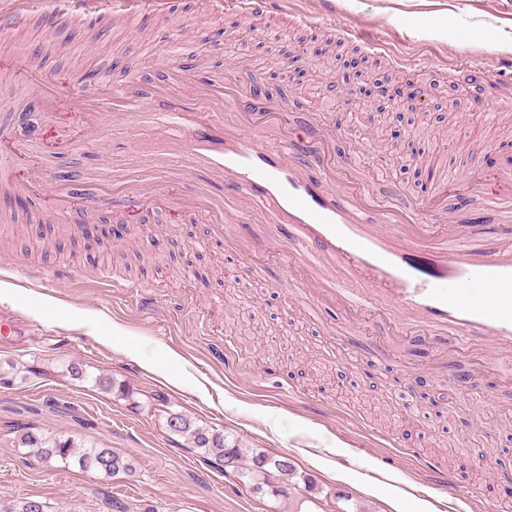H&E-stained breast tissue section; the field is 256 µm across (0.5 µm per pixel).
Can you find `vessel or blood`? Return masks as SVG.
Listing matches in <instances>:
<instances>
[{"label": "vessel or blood", "instance_id": "obj_1", "mask_svg": "<svg viewBox=\"0 0 512 512\" xmlns=\"http://www.w3.org/2000/svg\"><path fill=\"white\" fill-rule=\"evenodd\" d=\"M236 3L247 16L291 7L290 0ZM28 10L29 0H0V21L16 24ZM188 93L203 101V111L180 108ZM155 99L167 102L153 115L165 137L138 140L134 151L160 178L202 168L221 182V191L209 197L213 239H231L240 215L260 216L273 230L270 244L299 255L305 283L315 292L354 310L388 311L402 327L437 340L489 341L490 357L512 358V167L484 179L477 190L499 221L488 249L475 225L428 223L419 204H382L355 186L328 192L325 183L335 170L325 138L289 132L269 142L266 133L283 125V114L250 112L229 77L204 80L190 90L177 74L164 87L116 81L109 96L88 89L75 97L79 122L91 135L104 113L135 124ZM112 181L122 190L101 196L102 204L152 207L154 194L120 171H113ZM472 281L491 288V302L460 292V285ZM421 464L438 485L453 488L468 461L447 468L427 457Z\"/></svg>", "mask_w": 512, "mask_h": 512}]
</instances>
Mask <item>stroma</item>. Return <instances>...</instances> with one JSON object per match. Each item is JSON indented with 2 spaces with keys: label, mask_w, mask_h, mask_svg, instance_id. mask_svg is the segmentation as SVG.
Here are the masks:
<instances>
[{
  "label": "stroma",
  "mask_w": 512,
  "mask_h": 512,
  "mask_svg": "<svg viewBox=\"0 0 512 512\" xmlns=\"http://www.w3.org/2000/svg\"><path fill=\"white\" fill-rule=\"evenodd\" d=\"M333 24H299L279 13L242 18L231 0H174L158 12L139 7L128 23L109 8L82 19L49 15L38 0L22 25L0 33V183L32 182L19 199L0 197V507L35 496L52 512H97V472L72 465L48 469L16 447L13 428L66 435L133 459L137 472L114 479L118 497L157 512H330L348 494L359 512H494L497 472L512 469V441L499 428L512 417V372L481 343L441 341L392 348L396 329L380 311L347 316L331 300L292 279L291 259L265 248L269 230L249 218L236 223L242 244L211 239L205 217L190 219L164 201L152 211L121 212L93 205L95 165L130 167L135 128L106 115L98 135L85 137L68 90L91 72L162 85L180 59L199 76L232 72L244 95L254 86L259 106L288 115V128L318 129L335 142L336 160L366 191L399 204L429 202L443 182L498 170L503 144H512V106L498 105L488 76L512 54V0H335ZM354 31L328 80L344 63L422 83L424 112L405 120L403 145L369 153L357 129L337 134L335 98L312 92L281 69L284 56ZM386 44L416 62L395 68L387 55L365 50ZM40 56L42 76L60 92L43 107L30 90L28 58ZM50 175L77 177L87 200L82 221L100 226V243L55 234L48 185L35 183L32 160ZM111 224L143 226L132 242L113 239ZM144 254L143 270L122 271L114 250ZM61 269L57 290L24 279L29 265ZM253 272L242 287L231 271ZM123 285H112L111 272ZM255 315L262 329L245 331ZM87 378L69 376V362ZM105 375L134 392L133 401L95 384ZM224 432L244 448L288 456L309 473L313 491L260 497L237 477L209 467L184 438L169 434L168 413ZM397 444L384 447L381 437ZM483 445L487 467L465 469L455 491L439 488L418 461L455 464Z\"/></svg>",
  "instance_id": "stroma-1"
}]
</instances>
